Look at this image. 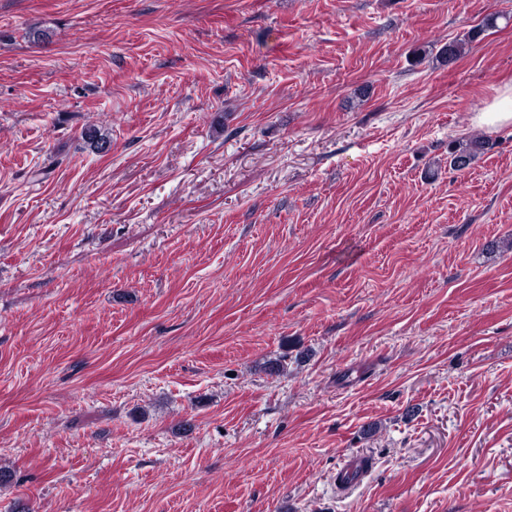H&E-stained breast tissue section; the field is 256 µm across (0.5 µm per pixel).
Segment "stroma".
<instances>
[{
  "mask_svg": "<svg viewBox=\"0 0 512 512\" xmlns=\"http://www.w3.org/2000/svg\"><path fill=\"white\" fill-rule=\"evenodd\" d=\"M507 82L512 0H0V512H512ZM495 22L496 19L494 16L486 18L485 23L481 27L469 31L466 38L452 40L443 46L439 51V56L448 60V63L456 60L464 53L470 42L475 40L483 32L484 27H493ZM474 124L485 128H499L512 125V84H505L493 101L475 112ZM489 148V142L482 137H471L468 139L452 142L449 146L451 165L456 170L467 168L477 156L485 153Z\"/></svg>",
  "mask_w": 512,
  "mask_h": 512,
  "instance_id": "obj_1",
  "label": "stroma"
}]
</instances>
